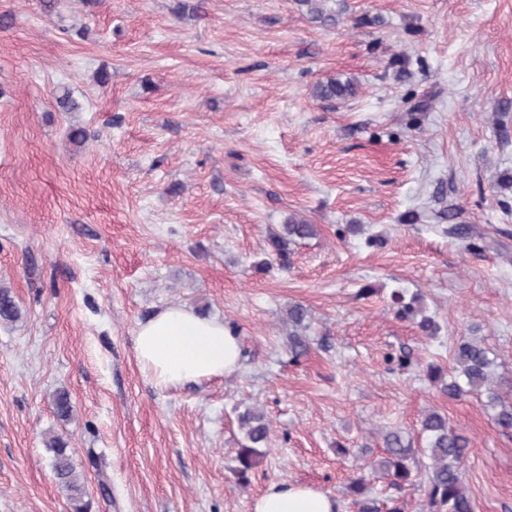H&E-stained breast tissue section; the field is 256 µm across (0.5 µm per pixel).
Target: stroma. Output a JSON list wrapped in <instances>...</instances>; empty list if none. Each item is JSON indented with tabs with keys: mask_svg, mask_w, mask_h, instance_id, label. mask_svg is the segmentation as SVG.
Listing matches in <instances>:
<instances>
[{
	"mask_svg": "<svg viewBox=\"0 0 512 512\" xmlns=\"http://www.w3.org/2000/svg\"><path fill=\"white\" fill-rule=\"evenodd\" d=\"M321 6L0 0V286L20 311L0 322V512H69L55 435L91 512H249L282 481L356 512L361 475L421 512L420 488L372 466L431 409L469 441L475 512H512V430L426 373L454 375L477 336L512 378V0ZM330 78L357 95L315 98ZM293 213L318 235L259 269ZM295 303L312 317L298 357ZM174 304L235 328L234 373L154 385L134 334ZM249 409L271 433L243 485ZM288 336L292 343V352L299 356L306 350V343L301 336L309 328L308 310L300 304L289 306L287 313Z\"/></svg>",
	"mask_w": 512,
	"mask_h": 512,
	"instance_id": "1",
	"label": "stroma"
}]
</instances>
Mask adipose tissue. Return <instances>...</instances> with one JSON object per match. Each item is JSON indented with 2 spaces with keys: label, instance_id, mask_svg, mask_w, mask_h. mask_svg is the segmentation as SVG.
Instances as JSON below:
<instances>
[{
  "label": "adipose tissue",
  "instance_id": "obj_1",
  "mask_svg": "<svg viewBox=\"0 0 512 512\" xmlns=\"http://www.w3.org/2000/svg\"><path fill=\"white\" fill-rule=\"evenodd\" d=\"M136 358L161 388L178 387L232 374L239 366L240 339L222 319L199 314L186 305H170L139 323ZM333 497L304 484H270L250 512H337Z\"/></svg>",
  "mask_w": 512,
  "mask_h": 512
}]
</instances>
